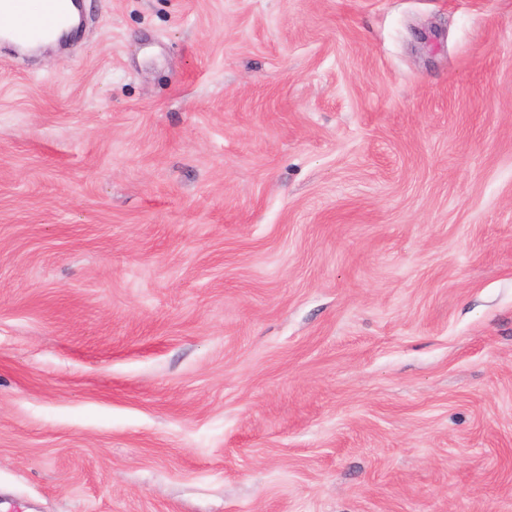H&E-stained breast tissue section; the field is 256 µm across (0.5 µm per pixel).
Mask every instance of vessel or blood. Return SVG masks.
I'll return each mask as SVG.
<instances>
[{
    "label": "vessel or blood",
    "instance_id": "1",
    "mask_svg": "<svg viewBox=\"0 0 512 512\" xmlns=\"http://www.w3.org/2000/svg\"><path fill=\"white\" fill-rule=\"evenodd\" d=\"M70 0H41L37 15L28 16L24 0H0V12L12 16L7 39L25 48L37 40L49 38L69 16Z\"/></svg>",
    "mask_w": 512,
    "mask_h": 512
}]
</instances>
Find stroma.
Wrapping results in <instances>:
<instances>
[{
  "instance_id": "obj_1",
  "label": "stroma",
  "mask_w": 512,
  "mask_h": 512,
  "mask_svg": "<svg viewBox=\"0 0 512 512\" xmlns=\"http://www.w3.org/2000/svg\"><path fill=\"white\" fill-rule=\"evenodd\" d=\"M0 42V512H512V0H80Z\"/></svg>"
}]
</instances>
